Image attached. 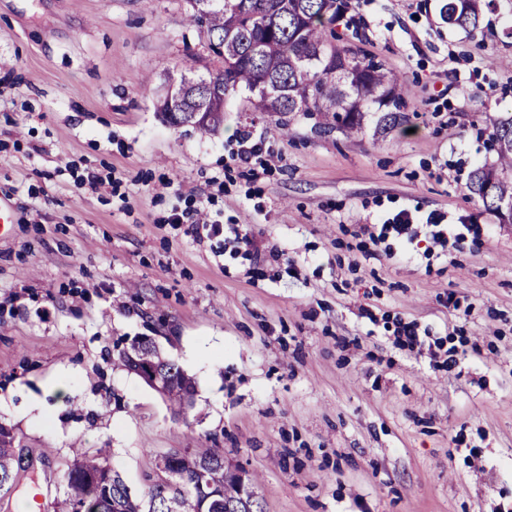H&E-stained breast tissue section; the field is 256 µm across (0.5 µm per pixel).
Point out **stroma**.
I'll use <instances>...</instances> for the list:
<instances>
[{
	"instance_id": "obj_1",
	"label": "stroma",
	"mask_w": 512,
	"mask_h": 512,
	"mask_svg": "<svg viewBox=\"0 0 512 512\" xmlns=\"http://www.w3.org/2000/svg\"><path fill=\"white\" fill-rule=\"evenodd\" d=\"M439 9L351 0L414 93L388 133L238 100L202 136L157 110L210 62L187 0H0V423L20 459L0 512L32 487L63 512L74 449L140 494L160 456L214 439L263 512H512V224L466 188L512 113V0L475 34ZM245 132L267 143L247 164ZM88 170L101 185L77 188ZM202 197L219 235L169 221ZM403 213L409 235L370 237ZM137 336L194 379L186 414L121 364Z\"/></svg>"
}]
</instances>
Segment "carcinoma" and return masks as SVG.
<instances>
[{"label":"carcinoma","instance_id":"carcinoma-1","mask_svg":"<svg viewBox=\"0 0 512 512\" xmlns=\"http://www.w3.org/2000/svg\"><path fill=\"white\" fill-rule=\"evenodd\" d=\"M190 22L205 29L217 66L198 78L182 76L159 102V111L174 125L202 134L224 123L229 102L249 93L253 112L319 114L325 125L345 134L365 129L373 112L379 125L399 124L411 89L376 56L333 24L350 0H188ZM493 0H443L442 19L470 32L481 29ZM494 160L476 165L468 178L470 195L493 211L501 223H512V114L492 123L488 133ZM123 366L158 369L170 381L167 397L192 400L195 381L155 342L137 350L133 363L119 353ZM19 466L13 440H0V498L14 487ZM237 466L224 449L175 448L158 458L144 493L133 495L120 474L95 455L77 454L66 473L67 512L96 504V512H262L257 493L239 495Z\"/></svg>","mask_w":512,"mask_h":512}]
</instances>
